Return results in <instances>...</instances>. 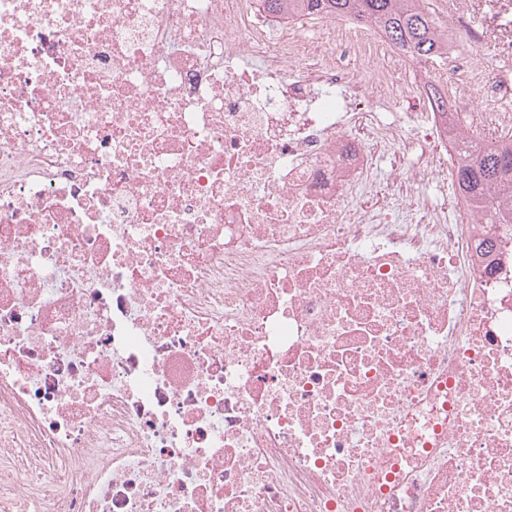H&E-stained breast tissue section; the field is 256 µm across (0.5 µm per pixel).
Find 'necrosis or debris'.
I'll return each mask as SVG.
<instances>
[{"label":"necrosis or debris","instance_id":"1","mask_svg":"<svg viewBox=\"0 0 512 512\" xmlns=\"http://www.w3.org/2000/svg\"><path fill=\"white\" fill-rule=\"evenodd\" d=\"M471 2L432 82L480 140L512 24ZM375 45L255 0H0V512H512V224L419 193L457 156L439 113L367 112L411 69Z\"/></svg>","mask_w":512,"mask_h":512}]
</instances>
